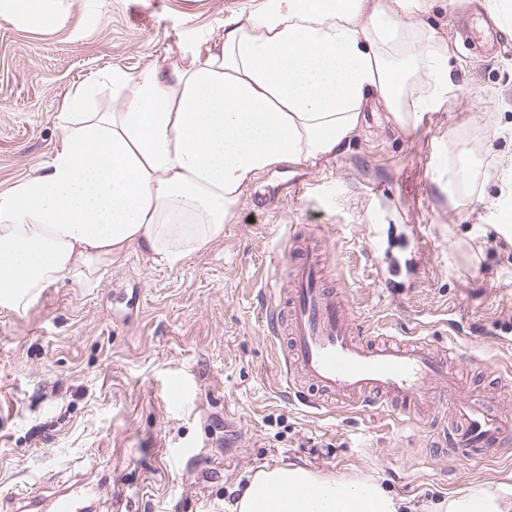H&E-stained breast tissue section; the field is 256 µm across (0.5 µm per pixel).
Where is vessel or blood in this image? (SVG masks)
Here are the masks:
<instances>
[{"mask_svg":"<svg viewBox=\"0 0 512 512\" xmlns=\"http://www.w3.org/2000/svg\"><path fill=\"white\" fill-rule=\"evenodd\" d=\"M291 249L301 260L292 269L290 309L284 314L271 304L266 321L271 333L288 335L289 381L314 390L316 406L390 404L412 421L449 408L457 424L453 446L465 464L473 461L471 449L497 447L512 433V416L461 394L449 369L456 350H436L415 336L365 335L348 299L323 284L324 240L302 235L292 238ZM102 490L79 477L48 495L15 499V512H96Z\"/></svg>","mask_w":512,"mask_h":512,"instance_id":"vessel-or-blood-1","label":"vessel or blood"}]
</instances>
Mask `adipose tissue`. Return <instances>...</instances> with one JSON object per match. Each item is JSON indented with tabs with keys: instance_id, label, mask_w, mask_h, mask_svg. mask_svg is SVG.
I'll use <instances>...</instances> for the list:
<instances>
[{
	"instance_id": "1",
	"label": "adipose tissue",
	"mask_w": 512,
	"mask_h": 512,
	"mask_svg": "<svg viewBox=\"0 0 512 512\" xmlns=\"http://www.w3.org/2000/svg\"><path fill=\"white\" fill-rule=\"evenodd\" d=\"M434 3L258 0L190 67L113 72L119 111L68 96L47 165L0 193V307L133 245L179 264L223 235L258 175L335 153L369 100L401 130L440 110L453 77L450 46L425 21ZM233 512H512V491L470 485L416 506L373 477L279 466L253 474Z\"/></svg>"
}]
</instances>
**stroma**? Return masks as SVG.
<instances>
[{
    "mask_svg": "<svg viewBox=\"0 0 512 512\" xmlns=\"http://www.w3.org/2000/svg\"><path fill=\"white\" fill-rule=\"evenodd\" d=\"M252 0H39L30 24L0 0V192L40 169L62 136L59 113L81 92L87 111L115 112L112 70L187 64ZM483 0H436L426 21L452 51L447 105L399 130L368 104L361 131L317 165L261 174L224 234L175 268L141 247L102 264L94 284L68 277L25 308H0V512L82 474L107 479L98 512H225L249 475L280 465L340 478L378 477L419 501L472 484L512 487V438L462 465L448 418L403 422L392 407L315 408L290 387L280 336L262 317L284 277L289 240H326L328 287L346 290L373 336L465 310L468 354L453 364L464 394L512 409V243L494 216L449 193V149L478 148L472 188L494 198L496 163L512 154V36L476 29ZM389 225L370 256L369 227ZM480 249H472V236ZM395 289L379 287L378 277ZM188 387L176 404L171 379Z\"/></svg>",
    "mask_w": 512,
    "mask_h": 512,
    "instance_id": "35a3bbf8",
    "label": "stroma"
}]
</instances>
